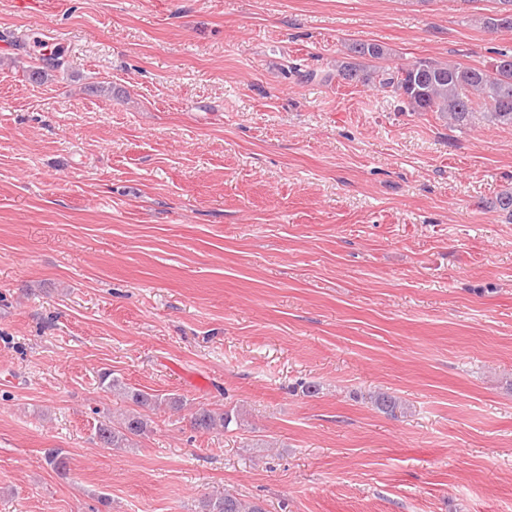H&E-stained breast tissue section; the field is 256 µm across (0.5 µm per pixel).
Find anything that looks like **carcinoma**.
<instances>
[{
    "instance_id": "carcinoma-1",
    "label": "carcinoma",
    "mask_w": 512,
    "mask_h": 512,
    "mask_svg": "<svg viewBox=\"0 0 512 512\" xmlns=\"http://www.w3.org/2000/svg\"><path fill=\"white\" fill-rule=\"evenodd\" d=\"M502 8L482 19L490 30H512V0H497ZM388 55L385 46L355 41L348 47L347 60L336 62V78L346 84L373 86L402 100L411 112H436L450 127L463 128L481 118L490 123L512 127V53H498V57L483 67L441 63L422 58L408 64L396 66H365L361 60L383 61ZM482 111H477V108ZM101 385L110 390H119L136 406L120 427L110 422H100L95 435L104 448L130 446L133 438L149 431L148 415L144 410L163 404L171 409L183 407L178 396L159 398L137 388H131L105 372ZM375 405L385 413L396 414L402 409L401 402L387 394H379ZM237 420L233 410L200 408L191 416L192 427L199 432L229 428ZM45 461L57 473L68 471V457L58 448L45 454ZM200 512H265L261 504L248 501L230 492L212 495L202 501Z\"/></svg>"
}]
</instances>
